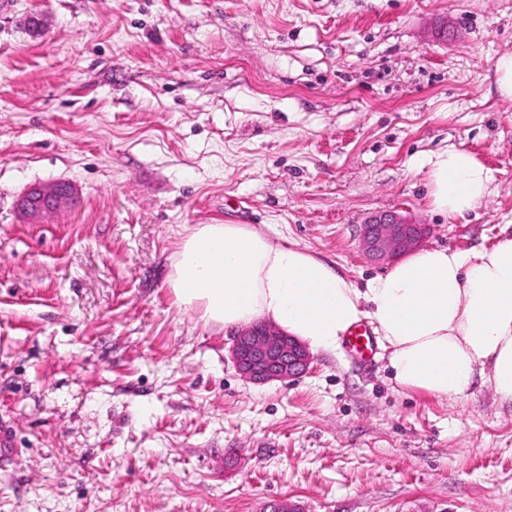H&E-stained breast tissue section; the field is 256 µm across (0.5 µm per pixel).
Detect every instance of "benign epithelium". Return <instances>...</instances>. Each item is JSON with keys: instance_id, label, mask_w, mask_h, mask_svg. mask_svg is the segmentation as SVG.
Instances as JSON below:
<instances>
[{"instance_id": "benign-epithelium-1", "label": "benign epithelium", "mask_w": 512, "mask_h": 512, "mask_svg": "<svg viewBox=\"0 0 512 512\" xmlns=\"http://www.w3.org/2000/svg\"><path fill=\"white\" fill-rule=\"evenodd\" d=\"M73 187L67 183L35 185L19 200L21 216L38 220L71 204ZM430 228L398 211L369 216L361 228V252L373 261H394L421 248ZM230 356L236 371L253 384L286 382L307 374L312 356L298 338L268 324L239 328L232 339Z\"/></svg>"}]
</instances>
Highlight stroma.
<instances>
[{
  "instance_id": "stroma-1",
  "label": "stroma",
  "mask_w": 512,
  "mask_h": 512,
  "mask_svg": "<svg viewBox=\"0 0 512 512\" xmlns=\"http://www.w3.org/2000/svg\"><path fill=\"white\" fill-rule=\"evenodd\" d=\"M41 18L40 33L24 25ZM447 24V39L433 34ZM512 0H7L0 6V512H512V406L399 389L384 351L313 354L253 385L232 331L186 313L169 264L232 221L356 283L359 230L400 210L429 248L512 236ZM495 175L435 212L428 155ZM71 183L37 222L18 199ZM493 74L499 94L512 99V53L501 54L495 59Z\"/></svg>"
}]
</instances>
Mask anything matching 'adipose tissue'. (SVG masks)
I'll use <instances>...</instances> for the list:
<instances>
[{
    "instance_id": "adipose-tissue-1",
    "label": "adipose tissue",
    "mask_w": 512,
    "mask_h": 512,
    "mask_svg": "<svg viewBox=\"0 0 512 512\" xmlns=\"http://www.w3.org/2000/svg\"><path fill=\"white\" fill-rule=\"evenodd\" d=\"M426 163L431 205L450 218L491 191V169L465 149L448 147ZM168 282L204 323H271L322 351L370 321L399 387L458 398L481 381L512 402V238L422 249L359 285L334 263L247 225L198 224L172 255Z\"/></svg>"
}]
</instances>
